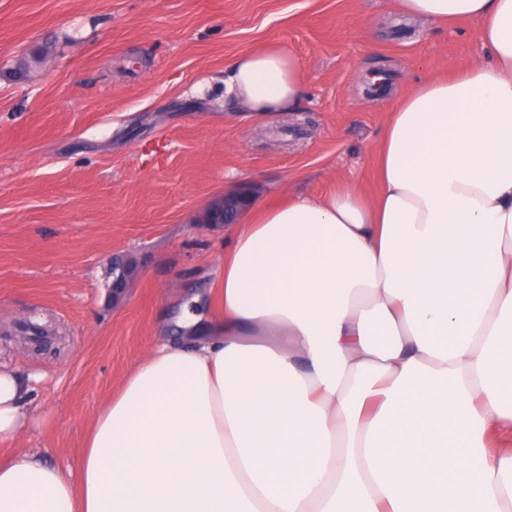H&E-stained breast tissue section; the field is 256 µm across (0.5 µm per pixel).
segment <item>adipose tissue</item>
<instances>
[{"label": "adipose tissue", "instance_id": "1", "mask_svg": "<svg viewBox=\"0 0 512 512\" xmlns=\"http://www.w3.org/2000/svg\"><path fill=\"white\" fill-rule=\"evenodd\" d=\"M473 19L485 56L387 115L376 185L271 195L222 274L87 429L80 473L0 458V512H501L512 455V0H401ZM231 108L296 111L295 55L224 70ZM38 377L0 367V442Z\"/></svg>", "mask_w": 512, "mask_h": 512}]
</instances>
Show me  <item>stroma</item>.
Returning a JSON list of instances; mask_svg holds the SVG:
<instances>
[{
  "label": "stroma",
  "instance_id": "1",
  "mask_svg": "<svg viewBox=\"0 0 512 512\" xmlns=\"http://www.w3.org/2000/svg\"><path fill=\"white\" fill-rule=\"evenodd\" d=\"M47 39L52 67L12 79ZM268 43L301 64L300 108L241 118L224 65ZM482 54L474 22L400 0H0V365L43 376L33 427L0 456L34 448L78 473L90 419L221 272L229 227L200 215L231 188L372 192L396 96Z\"/></svg>",
  "mask_w": 512,
  "mask_h": 512
}]
</instances>
